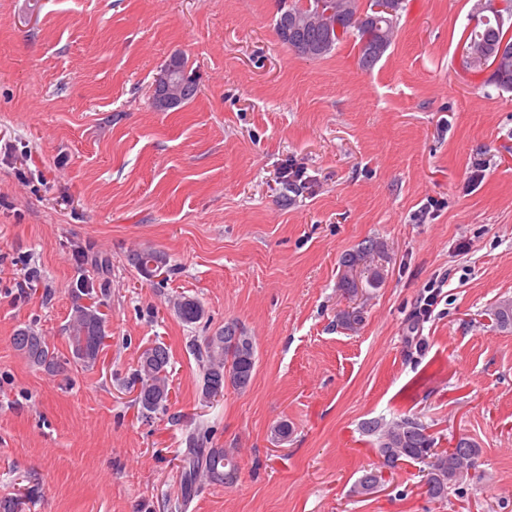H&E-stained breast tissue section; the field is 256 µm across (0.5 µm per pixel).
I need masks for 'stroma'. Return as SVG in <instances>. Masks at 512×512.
I'll return each mask as SVG.
<instances>
[{"mask_svg":"<svg viewBox=\"0 0 512 512\" xmlns=\"http://www.w3.org/2000/svg\"><path fill=\"white\" fill-rule=\"evenodd\" d=\"M475 2L402 0L393 43L365 71L354 38L319 60L282 43L279 0H0V500L512 512V330L485 314L512 299V92L462 66ZM174 55L199 91L160 112L152 84ZM368 238L388 245L383 280L346 292L341 258ZM143 248L166 256L165 282L129 263ZM183 296L204 305L201 322L176 317ZM78 302L106 318L90 367L70 360ZM352 309L350 329L338 316ZM232 322L254 338L252 384L203 401L198 351ZM25 327L63 370L15 350ZM155 344L172 389L147 420L134 375ZM405 416L438 447L477 443L463 495L430 501L409 461L351 496L378 462L361 422ZM198 427L235 455L233 484L185 489Z\"/></svg>","mask_w":512,"mask_h":512,"instance_id":"obj_1","label":"stroma"}]
</instances>
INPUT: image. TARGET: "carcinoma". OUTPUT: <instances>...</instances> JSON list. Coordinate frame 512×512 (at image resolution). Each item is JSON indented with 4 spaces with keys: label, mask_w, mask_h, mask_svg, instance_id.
Segmentation results:
<instances>
[{
    "label": "carcinoma",
    "mask_w": 512,
    "mask_h": 512,
    "mask_svg": "<svg viewBox=\"0 0 512 512\" xmlns=\"http://www.w3.org/2000/svg\"><path fill=\"white\" fill-rule=\"evenodd\" d=\"M318 0H284L280 14H309V6ZM338 6L353 19L347 32L363 37L359 23L361 18L374 15L372 6H362V0H324ZM475 24L465 29V45L476 50L496 51L505 46L507 58L504 62V81L493 83L503 89H512V36L500 28L491 14L475 11ZM304 41L313 45L306 58L317 60L329 54L342 38L327 37L320 29H305ZM174 74L196 89V80L187 73V61L182 56L171 58ZM386 258V246L376 238L365 240L356 251L345 255L343 266L354 270L362 269L367 284L377 287L383 279L378 262ZM132 265L150 278L166 280L169 272L167 259L154 249H144L131 257ZM175 315L185 324H196L205 316L202 303L194 298L181 297L174 301ZM488 315L501 329L512 328V299H503L488 309ZM69 338L75 362L86 367L96 363L105 346L106 321L97 307L76 304L69 325ZM14 348L32 365L47 371L62 368L64 361L54 348L32 328H24L13 336ZM203 374V396L214 398L228 384L242 392L251 383L256 365L253 338L234 323L216 331L206 338L204 353L200 354ZM169 352L162 344H156L144 351L140 357L136 379L140 384L136 401L141 415L145 418L166 406L169 400ZM362 433L376 437V452L380 464L366 469L354 482L350 492L354 496L374 494L383 484V470H393L406 460L419 461L425 465L423 487L427 498L435 502L448 500L450 492H458L461 485L476 470L480 450L476 442L468 437H460L455 446L448 449L436 447L435 437L428 426L415 418L403 417L386 421L368 419L361 424ZM208 430H199L189 437V448L183 459L182 479L185 484L197 481L224 484L233 483L238 474V465L233 453L222 448L207 447Z\"/></svg>",
    "instance_id": "1"
}]
</instances>
